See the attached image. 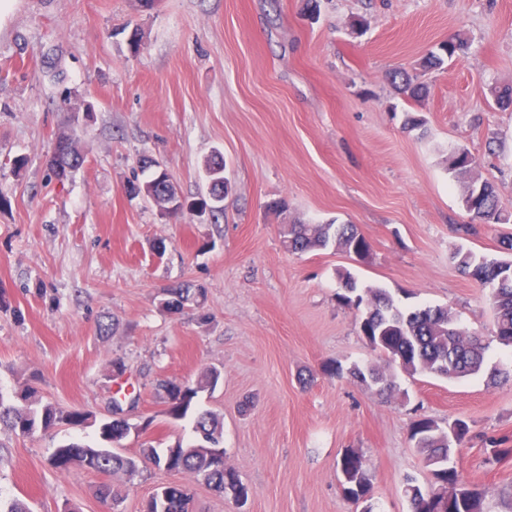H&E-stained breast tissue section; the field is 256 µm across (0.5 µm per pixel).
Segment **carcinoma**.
<instances>
[{"label":"carcinoma","instance_id":"obj_1","mask_svg":"<svg viewBox=\"0 0 512 512\" xmlns=\"http://www.w3.org/2000/svg\"><path fill=\"white\" fill-rule=\"evenodd\" d=\"M467 49L468 42L460 37L443 43L438 51L429 52L424 67H441L464 55ZM391 83L410 98H419L426 92V87L404 70L391 74ZM59 139L65 144L60 164H51L48 170L51 178L61 182L68 178L70 170L83 164L84 154L70 135L62 133ZM202 168L207 180L208 201L205 205L212 215L222 214L224 198L230 190V182L224 177V161L212 155L203 160ZM448 170L460 183L462 207L468 214L486 224L509 220L495 186L486 180H477L475 167L450 160ZM127 193L133 197L143 196L159 208L178 196L169 174L159 169L144 181H130ZM355 241L360 245L362 255H367L369 244L354 224H288L283 243L292 253L328 247L348 252ZM449 260L463 275L487 291L486 298L494 313V336L499 343L512 346V257L477 255L457 247L450 253ZM337 278L345 290L340 300L349 307L364 308V314L368 315L360 325L366 339L375 342L381 334L386 340L388 367L396 365L409 376L431 374L443 379H463L483 370L485 346L480 336L463 328L450 309L439 306L402 308L385 289L359 286L347 270L338 272ZM170 294L179 304L180 312L187 306L201 309L206 300V289L192 282L170 289ZM349 373L362 383H382V394L391 395L397 391L393 374L381 366L356 365ZM220 378L221 371L213 367L202 372L193 383L171 378L157 380L155 389L167 404L169 417L184 420L193 416L196 441L186 445L178 442L160 450L145 443L140 455L152 460L160 470L190 474L213 491L222 495L230 493L240 499L247 497V491L236 472L214 461L213 450L221 447L223 437L220 417L210 411H195L199 393L214 390ZM94 422L93 414L87 411L43 402L35 377L20 383L7 396L0 392V426L18 435L28 437L59 426L84 427ZM130 430L131 425L126 420L108 417L99 424V434L105 442L115 438L122 440ZM410 440L424 453L433 483L456 486V494L448 500L445 512H484L481 493L463 479L454 465L455 448L448 443L447 431L435 420L424 417L413 422ZM51 462L60 472H67L77 464L105 475H122L129 482L141 474L136 457L100 444L73 442L61 445L53 452ZM407 486L412 512H435L438 502L429 499L424 489L414 484V479H407ZM191 502L189 488L174 484L169 489L166 508L159 507L156 499L151 497L143 505L142 512H189Z\"/></svg>","mask_w":512,"mask_h":512}]
</instances>
